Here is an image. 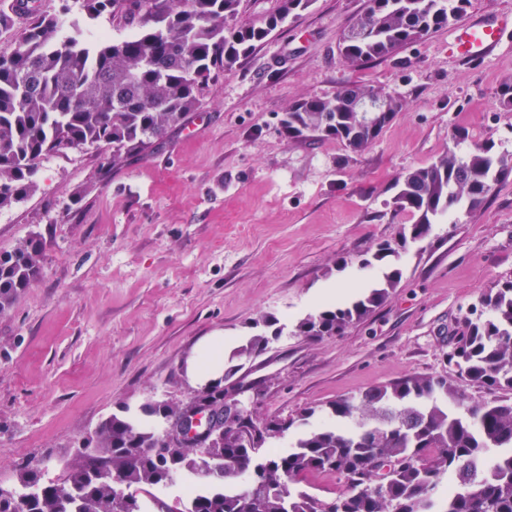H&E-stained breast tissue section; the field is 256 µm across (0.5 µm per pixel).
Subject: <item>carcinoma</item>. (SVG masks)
<instances>
[{
    "label": "carcinoma",
    "mask_w": 512,
    "mask_h": 512,
    "mask_svg": "<svg viewBox=\"0 0 512 512\" xmlns=\"http://www.w3.org/2000/svg\"><path fill=\"white\" fill-rule=\"evenodd\" d=\"M81 17L44 15L27 6L30 24L18 47L0 57V211L34 195L40 161L65 148L103 151L100 175L140 154L199 108L205 88L263 42L278 23L312 0H277L261 21L240 22L242 0H78ZM469 0H367L341 42L353 66L397 53L459 17ZM128 34L87 39L103 15ZM400 100L350 84L326 98L302 99L282 118L290 140L334 139L350 152L371 144L401 109ZM512 162L484 147L453 153L397 182L398 210L418 215L401 245L427 238L432 225L463 204L479 207ZM45 250L36 234L0 254V312L41 276ZM396 269L378 288L299 320L295 333L339 336L382 306ZM257 334L237 356L264 351ZM448 364L461 378L512 391V280L483 294L463 318ZM210 406L236 401L222 383ZM195 404L161 401L103 420L92 441L65 467L63 481L26 467L0 484V512H512V398L469 402L443 376L409 375L328 404L330 421L309 427L313 412L260 420L237 405L233 425L212 442L181 440L172 421ZM302 428L284 451L274 440ZM162 448L155 457L151 449ZM334 475L344 489L322 499L302 486L306 473ZM452 477L443 505L433 488ZM197 486L168 505L160 493Z\"/></svg>",
    "instance_id": "cac0c4a2"
}]
</instances>
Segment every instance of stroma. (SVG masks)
Wrapping results in <instances>:
<instances>
[{
    "label": "stroma",
    "mask_w": 512,
    "mask_h": 512,
    "mask_svg": "<svg viewBox=\"0 0 512 512\" xmlns=\"http://www.w3.org/2000/svg\"><path fill=\"white\" fill-rule=\"evenodd\" d=\"M366 0H312L210 84L159 145L99 175L93 148L48 156L35 195L0 212V254L33 233L40 279L0 312V483L25 466L56 479L121 407L184 402L211 356L257 384L260 418L311 412L407 375H447L451 338L479 296L512 279V175L482 205L457 208L424 240L394 210V182L455 151L512 158V26L479 63L449 53L452 27L361 66L340 55ZM384 88L402 108L364 151L288 141L292 103L341 87ZM395 255L374 260L380 243ZM387 301L342 335L311 339L298 320L353 297L383 272ZM266 334L252 359L235 350Z\"/></svg>",
    "instance_id": "1"
}]
</instances>
